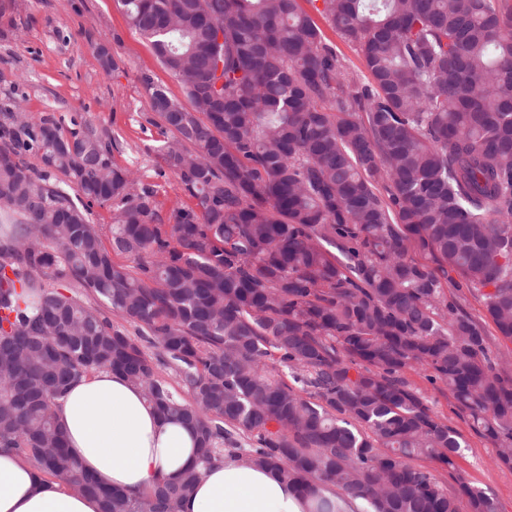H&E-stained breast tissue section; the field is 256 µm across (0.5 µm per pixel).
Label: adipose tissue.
<instances>
[{
	"label": "adipose tissue",
	"mask_w": 512,
	"mask_h": 512,
	"mask_svg": "<svg viewBox=\"0 0 512 512\" xmlns=\"http://www.w3.org/2000/svg\"><path fill=\"white\" fill-rule=\"evenodd\" d=\"M67 447L104 486L130 493L175 480L196 457L197 442L180 422L149 407L124 377L101 370L57 401ZM307 499L269 471L227 459L183 501L181 512H308ZM0 512H101L98 499L0 453Z\"/></svg>",
	"instance_id": "1"
}]
</instances>
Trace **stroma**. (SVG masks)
Returning a JSON list of instances; mask_svg holds the SVG:
<instances>
[{
    "label": "stroma",
    "instance_id": "obj_1",
    "mask_svg": "<svg viewBox=\"0 0 512 512\" xmlns=\"http://www.w3.org/2000/svg\"><path fill=\"white\" fill-rule=\"evenodd\" d=\"M101 45L114 69L103 68L97 55ZM145 74L172 98L184 100L182 85L117 0H0V103L19 100L33 122L49 113L74 117L118 138L122 148L113 152V164L132 170L140 184L154 189L166 219L174 208L193 201L152 150L160 128L141 82ZM407 377L432 394L449 425L466 439L458 468L494 499L499 512H512V470L494 463L491 443L471 431L452 399L435 392L424 372L411 371Z\"/></svg>",
    "mask_w": 512,
    "mask_h": 512
}]
</instances>
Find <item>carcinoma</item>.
Returning a JSON list of instances; mask_svg holds the SVG:
<instances>
[{
  "instance_id": "obj_1",
  "label": "carcinoma",
  "mask_w": 512,
  "mask_h": 512,
  "mask_svg": "<svg viewBox=\"0 0 512 512\" xmlns=\"http://www.w3.org/2000/svg\"><path fill=\"white\" fill-rule=\"evenodd\" d=\"M117 2L185 89L144 77L155 151L195 207L162 223L114 141L0 104V452L102 512H180L226 456L311 512H498L406 374L512 469V375L462 296L512 341V0ZM93 203L112 205L107 244ZM103 369L195 432L178 482L130 496L66 451L52 405ZM314 20L322 29L324 37L332 44L336 45L338 52L347 65L349 71L356 72L358 74L365 73L362 58L359 56L353 46L344 43L336 33V30L321 16L311 12Z\"/></svg>"
}]
</instances>
